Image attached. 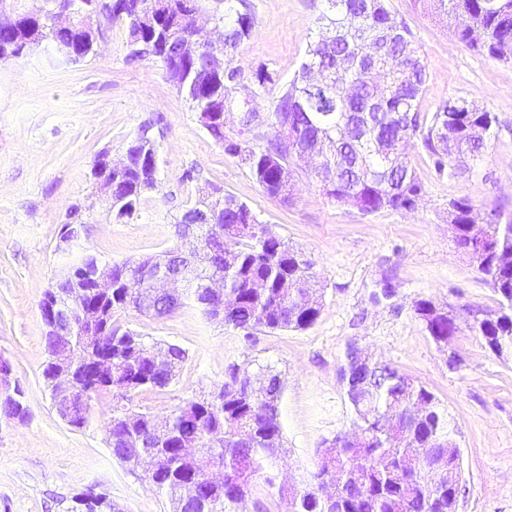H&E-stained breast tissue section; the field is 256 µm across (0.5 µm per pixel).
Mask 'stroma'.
<instances>
[{"label": "stroma", "instance_id": "35a3bbf8", "mask_svg": "<svg viewBox=\"0 0 512 512\" xmlns=\"http://www.w3.org/2000/svg\"><path fill=\"white\" fill-rule=\"evenodd\" d=\"M249 3L255 27L233 65L247 73L264 66L289 80L317 31L323 0ZM388 7L406 20L426 66L423 111L464 100L498 119L482 157L454 177L439 175L423 150L411 153L424 185L411 211L365 215L327 199L309 175L310 160L294 162L289 203L268 197L241 161L210 138L159 64L126 62L121 27L105 29L98 55L78 63L41 49L0 63V356L11 362L30 409L25 422L0 423V512H67L72 497L87 490L108 494L122 512H172L165 495L113 458L105 435L110 397L95 403L81 429L55 413L42 378L38 302L53 277L84 253L109 264L167 249L175 224L208 185L246 203L305 253L323 289V308L306 329L259 331L251 339L190 304L163 318L115 314L146 340L188 352L175 382L142 392L139 405L163 417L184 399L207 396L230 363L273 367L284 384L279 480L295 484L316 468L322 440L351 427L340 368L354 342L426 385L451 415L463 458L458 512H512V355H493L469 330L473 310H495L497 297L454 245L447 221L452 198L469 199L482 213L500 206L512 214V63L472 52L452 36L447 20L427 15L414 0H388ZM151 119L157 188L121 220L94 208L80 239L62 247L66 209L91 195L97 156L122 157L138 126ZM419 299L457 311L458 365L449 366L415 316Z\"/></svg>", "mask_w": 512, "mask_h": 512}]
</instances>
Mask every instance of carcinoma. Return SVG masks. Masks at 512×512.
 <instances>
[{
    "label": "carcinoma",
    "instance_id": "obj_1",
    "mask_svg": "<svg viewBox=\"0 0 512 512\" xmlns=\"http://www.w3.org/2000/svg\"><path fill=\"white\" fill-rule=\"evenodd\" d=\"M69 0H43V5L0 19V61L27 56V49L43 41L63 49L61 56L80 62L94 55L90 45L94 29L79 22L53 25L51 16ZM150 0H112L106 23L127 30V61L146 59L161 64L167 80L196 112L209 104L225 110L231 91L242 78L238 66L224 75L223 84L191 85L192 70L204 65L209 50L207 34L184 7L185 0H157L153 20H144ZM223 9L208 16L222 28L224 56L231 55L249 38L255 17L247 0H217ZM318 18V33L307 42L299 70L273 102L271 112L258 120L242 113L240 124L248 133L226 135L224 125H213L209 135L248 168L264 193L282 202L292 195L291 158L281 150L283 127L294 132L288 145L316 149L321 163L313 172L322 194L364 214L382 210H411L423 184L409 155L421 147L434 169L453 177L465 163L480 158L486 145L472 143L469 130L482 126L492 132L496 117L466 101H447L434 112L421 109L427 72L406 22L392 14L385 0H326ZM431 13L448 19L452 35L468 48L488 58L512 63V0H418ZM469 23H456L459 16ZM194 37L200 51L179 62L173 55L179 43ZM171 43L166 55L140 54L146 46ZM319 68L328 78L327 99L309 98L310 71ZM281 82L265 68L251 77L248 94L255 96ZM391 149L394 162L385 160L380 147ZM158 143L153 124L145 122L127 143L125 163L112 168V200L108 211L115 218L132 215L140 196L158 184ZM205 215L209 224L198 233L200 266L186 271L194 281L187 299L200 305L206 277L224 279V327L251 336L258 330L305 329L320 316L321 289L313 264L301 251L285 242L272 227L260 221L247 204L220 189L202 193L183 216ZM448 232L454 243L474 253L488 254L480 273L498 297L499 308L475 317L471 332L483 339L494 355L508 352L512 340V216L493 209L478 219L465 198L448 201ZM153 264L150 256L112 264V293L88 292L90 305L100 312L89 325L77 322L73 345L85 357L112 349V370L89 379L91 397L126 390L124 399H112V455L130 471L152 456L151 472L143 474L164 492L173 512H236L252 496L257 483L282 494L274 474L281 453L278 404L283 381L267 367L257 373L238 364L228 366L224 383L214 399H185L169 414L165 436L152 413L134 405L143 390L164 389L175 377L159 375L152 349L159 342L122 328L113 320L119 311L155 316L173 313V297L148 292L134 274ZM76 284L56 279L38 303L46 326L47 302L56 293L67 294ZM414 314L432 340L440 344L453 335L456 311L428 299L414 303ZM47 361L44 383L56 396L53 361L58 343L52 331L45 336ZM376 376L368 380L362 367L352 365V386L345 395L354 413L352 429L364 434L362 448L334 447L331 462L321 461L311 481L288 492L289 512H457L462 491V455L454 439L448 413L427 386L396 368L376 363ZM185 441H196L204 455L189 460L181 453ZM210 468L223 471L224 480L205 479ZM335 495L321 493L328 481ZM85 493L72 497L68 512H108L110 496L101 493L95 510H88Z\"/></svg>",
    "mask_w": 512,
    "mask_h": 512
}]
</instances>
